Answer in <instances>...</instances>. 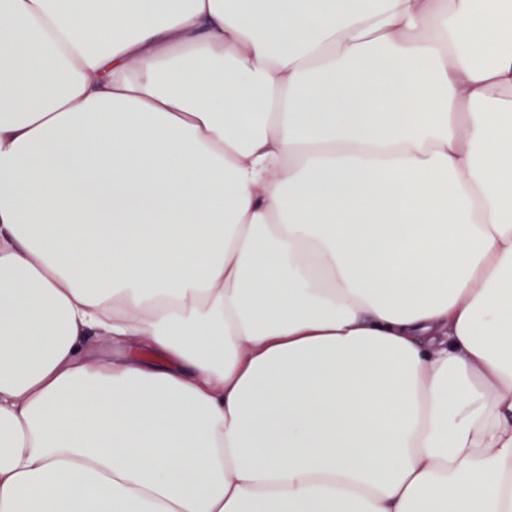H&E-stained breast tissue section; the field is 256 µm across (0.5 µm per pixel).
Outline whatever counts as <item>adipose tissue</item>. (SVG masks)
Segmentation results:
<instances>
[{
	"label": "adipose tissue",
	"mask_w": 512,
	"mask_h": 512,
	"mask_svg": "<svg viewBox=\"0 0 512 512\" xmlns=\"http://www.w3.org/2000/svg\"><path fill=\"white\" fill-rule=\"evenodd\" d=\"M0 512H512V0H0Z\"/></svg>",
	"instance_id": "adipose-tissue-1"
}]
</instances>
